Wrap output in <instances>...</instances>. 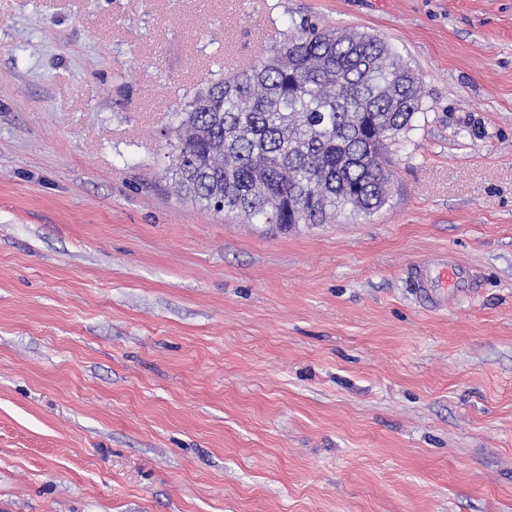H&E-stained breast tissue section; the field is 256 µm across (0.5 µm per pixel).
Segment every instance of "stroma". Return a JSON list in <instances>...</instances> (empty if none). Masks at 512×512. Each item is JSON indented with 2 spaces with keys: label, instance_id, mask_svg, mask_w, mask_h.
<instances>
[{
  "label": "stroma",
  "instance_id": "obj_1",
  "mask_svg": "<svg viewBox=\"0 0 512 512\" xmlns=\"http://www.w3.org/2000/svg\"><path fill=\"white\" fill-rule=\"evenodd\" d=\"M309 25L422 82L387 203L176 187L175 113ZM0 512H512V0H0ZM464 279L465 271L462 267L442 260L420 266L413 274L415 288H458Z\"/></svg>",
  "mask_w": 512,
  "mask_h": 512
}]
</instances>
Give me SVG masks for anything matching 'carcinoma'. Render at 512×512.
I'll return each mask as SVG.
<instances>
[{
  "label": "carcinoma",
  "mask_w": 512,
  "mask_h": 512,
  "mask_svg": "<svg viewBox=\"0 0 512 512\" xmlns=\"http://www.w3.org/2000/svg\"><path fill=\"white\" fill-rule=\"evenodd\" d=\"M421 81L383 41L302 29L258 64L213 83L177 113L178 185L259 224H325L387 199L369 160L379 134L406 130Z\"/></svg>",
  "instance_id": "1"
}]
</instances>
